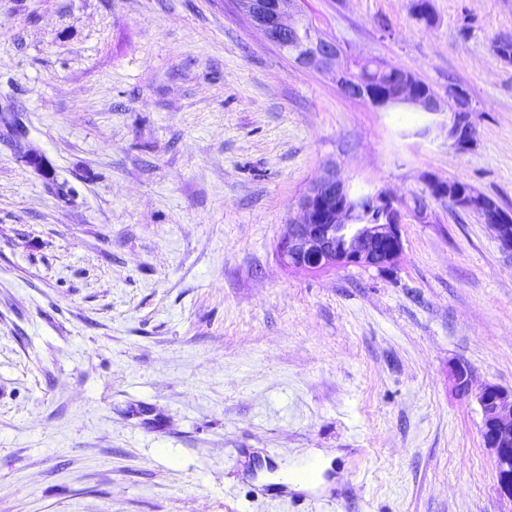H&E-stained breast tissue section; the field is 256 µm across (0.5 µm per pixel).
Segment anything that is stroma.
<instances>
[{
  "mask_svg": "<svg viewBox=\"0 0 512 512\" xmlns=\"http://www.w3.org/2000/svg\"><path fill=\"white\" fill-rule=\"evenodd\" d=\"M414 3L304 9L462 87L469 150L449 114L298 66L237 0H0V512H512L475 397L512 389V255L428 189L512 212V0ZM330 166L398 199L391 266L282 262ZM320 454L310 490L263 491ZM453 101V106L448 101V113L452 120L448 125V140L458 150H465L474 143V127L469 114L472 112L467 94L461 88L448 92V99Z\"/></svg>",
  "mask_w": 512,
  "mask_h": 512,
  "instance_id": "stroma-1",
  "label": "stroma"
}]
</instances>
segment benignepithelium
<instances>
[{
    "label": "benign epithelium",
    "mask_w": 512,
    "mask_h": 512,
    "mask_svg": "<svg viewBox=\"0 0 512 512\" xmlns=\"http://www.w3.org/2000/svg\"><path fill=\"white\" fill-rule=\"evenodd\" d=\"M244 11L266 40L283 50L296 64L330 74L347 96H367L364 88L349 76V57L342 44L309 28L302 0H242ZM452 120L448 140L465 150L474 143L472 112L461 88L448 92ZM408 104L421 112L442 111L435 93H420L402 80L382 89L375 105ZM462 206L477 212L495 233L503 251L512 254V223L504 221L499 205L473 187L461 194ZM404 248L399 222L398 200L383 193L355 198L335 169L315 179L299 203L297 216L288 224L281 242V257L291 266L347 264L382 267L394 262ZM457 392H471L468 370L453 371ZM482 411V439L494 459L497 484L502 496L512 501V390L488 384L478 395Z\"/></svg>",
    "instance_id": "7a95c632"
}]
</instances>
